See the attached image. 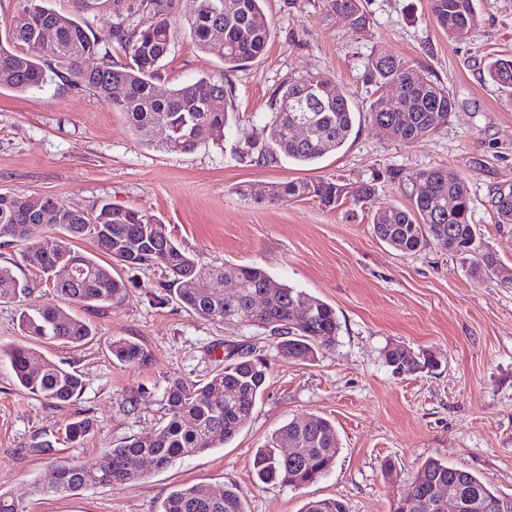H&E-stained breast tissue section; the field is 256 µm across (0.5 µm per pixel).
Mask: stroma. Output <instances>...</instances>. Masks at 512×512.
Masks as SVG:
<instances>
[{"label":"stroma","instance_id":"35a3bbf8","mask_svg":"<svg viewBox=\"0 0 512 512\" xmlns=\"http://www.w3.org/2000/svg\"><path fill=\"white\" fill-rule=\"evenodd\" d=\"M366 32L329 15L323 0H265L271 31L250 67L225 71L215 55L178 36L157 81L159 93L202 75L225 71L233 112L223 144L203 136L188 154L139 142L109 100L48 83L19 93L0 87V192L44 196L91 211L101 203L133 207L161 218L204 265L262 266L275 280L301 288L336 310L334 348L315 362L279 357L273 339L254 328L212 323L187 311L163 286L159 268L121 269L124 300L105 309L70 306L95 334L73 348L41 343L44 356L81 374L84 390L56 405L15 385L0 362V491L19 496L25 512H157L181 484H225L248 512H301L308 500L337 498L348 512H393L420 465L434 457L469 471L489 488L512 494V284L471 271L470 256L429 245L412 255L373 233L376 210L406 207V174L450 167L473 200L482 250L499 270H512V224L494 220L497 189L512 186V96L498 90L484 65L512 54V0H475L481 22L462 41L437 25L430 0H364ZM408 61L447 86L454 109L446 124L413 143L391 139L374 124L366 81L371 53ZM308 73H323L348 90L360 120L343 149L301 165L237 161L231 149L269 110L276 89ZM375 181L362 207L313 201L256 204L242 184L291 180ZM125 337L148 353L121 364L109 345ZM400 345L427 352L434 368L395 375L383 352ZM251 349L266 359L264 391L245 427L224 447L159 470L144 464L140 480L72 494L52 492L55 466L33 452L54 437L57 456L91 467L129 437L152 435L164 421L169 380H207L225 361ZM141 393L137 408L127 399ZM330 419L340 453L332 471L292 489L257 481L253 457L288 421ZM94 423L86 440L65 437L67 423ZM42 492L28 495L30 484Z\"/></svg>","mask_w":512,"mask_h":512}]
</instances>
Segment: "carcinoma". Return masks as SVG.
<instances>
[{
	"instance_id": "cac0c4a2",
	"label": "carcinoma",
	"mask_w": 512,
	"mask_h": 512,
	"mask_svg": "<svg viewBox=\"0 0 512 512\" xmlns=\"http://www.w3.org/2000/svg\"><path fill=\"white\" fill-rule=\"evenodd\" d=\"M47 0H24L22 10L0 32V86L20 93L43 88L58 78L66 85L112 100L138 140L159 146L172 154L193 152L199 141L194 131L208 129L217 139L231 110L224 72L185 82L166 95L156 91L163 62L174 47L176 30L184 31L202 52L219 57L224 68L237 70L249 65L265 51L271 32L264 15L265 0H185V8L172 27V0H148L149 16L134 28L123 17L125 0H113L115 19L108 21L107 36L97 35L87 15L96 12L98 0H74L75 10L61 13L46 6ZM327 11L344 19L352 28L364 31L370 20L362 0H325ZM438 26L450 39L457 31H473L479 24L474 0H431ZM45 30L54 33L47 43ZM129 56L130 63L112 60V44ZM97 64L89 67L85 60ZM369 82H396L400 93L380 95L370 104V116L385 122L392 137L411 143L428 136L448 121L453 101L448 90L406 61L386 53L368 59ZM489 78L512 93V55L497 57L486 67ZM124 94L112 98L113 87ZM333 85L322 73L292 79L277 88L270 113L258 132L243 133L234 149L235 158L255 165L269 164L279 157L299 164H311L342 149L353 130L356 112L350 95L336 89L332 98L321 100L316 88ZM297 124L309 126L310 134L299 141L293 136ZM166 129L163 139L152 132ZM412 209L391 207L374 213L375 236L402 254H413L429 244L452 252H463L477 237L472 223V200L463 179L451 168H433L409 176ZM372 182L355 186L333 180H293L275 183L268 194H256L241 186L240 195L256 204L281 199L314 201L333 206L347 199L360 207L375 194ZM455 193L457 210H448V193ZM493 206L500 224H512V188L497 190ZM63 233L54 247L42 246L47 230ZM90 239L110 257L102 263L73 247V241ZM23 245L20 262L0 264V301L18 302V326L28 342L1 349L8 359L15 383L28 394L54 404H67L84 388L81 376L43 356L37 343L61 341L81 346L92 335L83 319L63 310L59 302L86 307L108 308L122 302L127 292L115 266L130 269L158 267L165 273V287L177 300L200 318L213 322L263 329L277 338L279 356L307 362L317 349L336 345L339 322L329 304L306 291L282 284L271 287L273 278L259 265L206 267L178 243L160 219L135 208L102 204L90 212L78 213L50 197H34L26 209H19L10 194L0 193V244ZM68 257L81 262L84 274L74 282L53 283L54 299L34 298V287L20 279L14 268L24 265L48 281V269ZM233 272L238 281L231 295L214 293L209 284ZM262 294L265 306L251 308L252 296ZM112 357L120 363H140L146 354L138 343L120 338L112 341ZM385 360L397 374H413L431 365L423 353L408 358L401 346L385 351ZM267 366L260 357L246 353L224 365L202 384L181 379L168 382L163 402L167 421L149 440L131 438L107 450L90 468L71 463L56 464V493L134 482L141 477L140 462L154 460L163 469L173 461L219 448L231 441L249 421L263 391ZM93 423L81 419L66 425V439L77 443L92 431ZM287 435L296 447L279 448L278 439ZM340 446L332 423L319 415L289 421L264 447L257 449L253 470L261 482H278L300 489L328 474L336 463ZM465 482L481 496L482 512H499L502 495L488 488L472 473L448 466L439 459L426 460L414 477L417 492L405 504V512H434L422 490L441 484L448 490ZM158 512H246L232 487L181 485L162 500ZM302 512H346L336 498L308 501Z\"/></svg>"
}]
</instances>
